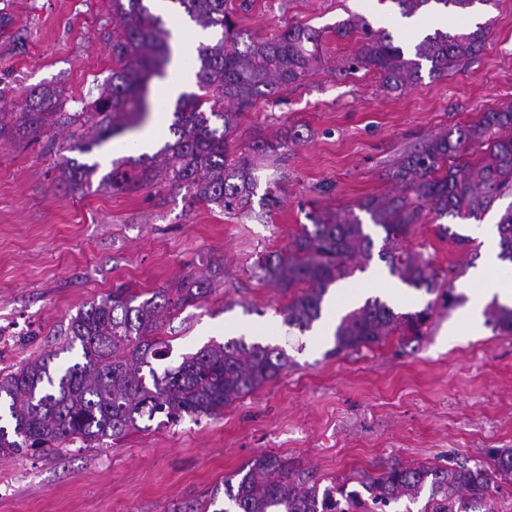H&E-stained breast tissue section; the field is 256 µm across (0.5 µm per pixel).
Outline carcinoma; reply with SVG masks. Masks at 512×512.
Wrapping results in <instances>:
<instances>
[{"instance_id":"1","label":"carcinoma","mask_w":512,"mask_h":512,"mask_svg":"<svg viewBox=\"0 0 512 512\" xmlns=\"http://www.w3.org/2000/svg\"><path fill=\"white\" fill-rule=\"evenodd\" d=\"M204 29L220 37L197 49L194 77L197 93H183L176 102L170 132L175 142L164 148V167L142 162L136 168L112 169V188L169 184L215 203L228 212L246 204L257 188L254 156L276 155L288 136L274 144L257 137L242 152L229 151V137L241 116L259 98H270L290 84L300 83L321 64L319 32L299 25L277 37L240 45L241 30L227 0H176ZM406 18L426 12L463 11L492 0H390ZM365 35L348 60V71L364 69L380 76L391 91H402L421 78V70L438 78L482 49L486 29L469 32L437 30L410 47L387 31L372 33L364 17H352L336 29L341 37ZM171 32L144 0H112L111 76L90 103L95 123L75 146L80 152L145 122L152 77L165 75L171 57ZM64 90L35 86L19 94V112H0V139L38 136L78 115L62 116ZM222 120V129L209 117ZM481 149L473 158L471 150ZM90 171L76 163L62 169L71 185L85 183ZM388 177L402 185L394 195L370 196L358 204L384 233L378 251L389 274L409 288L436 293L454 306L459 297L442 290L438 273L421 253L402 243L429 215L479 221L505 194H512V103L482 113L407 149ZM356 209V210H358ZM352 208L309 216L293 248L258 260L261 278L285 291L303 286L300 294L279 310L283 323L301 332L321 318L334 284L350 277L359 263L372 258L374 240ZM499 257L512 262V205L497 224ZM211 280L190 277L168 298L161 290L140 299L124 284L98 302L80 309L68 325L66 343L0 374V456L21 452L59 455L67 443L117 440L140 429L143 419L165 415L177 422L187 415L213 416L236 400L277 378L291 365L282 348L231 338L210 342L186 354L176 366L159 371L170 345L158 338L161 313L187 308L210 293ZM486 323L512 335V306L492 301ZM430 309L401 313L378 299L366 300L336 325L334 351L355 350L383 342L397 333L409 341L423 336ZM80 347L75 360L60 358ZM237 481H224L227 508L222 512H386L405 499L415 503L427 495L421 512H498L492 490L498 479L512 478V448H488L484 461L469 465L405 466L396 461L378 465L374 473L356 477L359 488H320L317 477L296 469L293 462L262 454L239 469Z\"/></svg>"}]
</instances>
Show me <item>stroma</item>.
Masks as SVG:
<instances>
[{
    "instance_id": "35a3bbf8",
    "label": "stroma",
    "mask_w": 512,
    "mask_h": 512,
    "mask_svg": "<svg viewBox=\"0 0 512 512\" xmlns=\"http://www.w3.org/2000/svg\"><path fill=\"white\" fill-rule=\"evenodd\" d=\"M243 1V32L261 41L292 25L315 28L325 65L241 117L230 151L290 129L300 137L281 149L279 161L259 158L260 187L243 210L228 213L167 185L105 184L113 161L158 155L171 141L172 111L150 117L157 131L148 142L134 131L88 152L71 150L73 135L93 123L85 104L112 73L111 0H0L8 18L0 28V111H19L15 89L51 84L64 89V112L81 115L79 124L34 140H0V326L14 331L0 348V371L61 346L71 317L113 285L146 299L191 275L209 277L213 292L165 315L161 336L173 357L242 336L282 346L293 361L214 417L152 421L116 441L75 442L56 456L0 458V512H222L225 478L264 453L288 458L331 487L386 460L444 465L512 448V336L464 320L470 308L488 305L474 274L485 261V227L498 223L512 195L481 221L455 225L473 238L472 248L440 239L431 223L406 239L444 288L461 296L449 310L436 294L403 286L374 258L333 290L321 318L302 332L278 315L289 293L260 281L254 268L260 256L292 246L311 209L396 193L388 170L405 147L512 102V0L410 21L383 0L231 4ZM356 15L405 45L437 28L471 27L477 15L488 34L468 63L390 91L375 73L347 70L363 36L341 38L336 27ZM69 161L95 166L89 184L60 180ZM273 176L281 180L282 204L269 214L263 183ZM264 213L268 221L259 222ZM371 298L402 313L430 309L416 348L396 335L334 352L339 318Z\"/></svg>"
}]
</instances>
